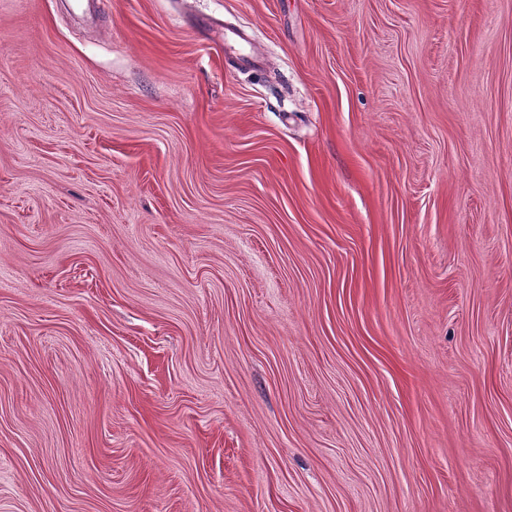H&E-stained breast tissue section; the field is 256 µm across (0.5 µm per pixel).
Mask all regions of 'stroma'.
<instances>
[{
    "instance_id": "1",
    "label": "stroma",
    "mask_w": 512,
    "mask_h": 512,
    "mask_svg": "<svg viewBox=\"0 0 512 512\" xmlns=\"http://www.w3.org/2000/svg\"><path fill=\"white\" fill-rule=\"evenodd\" d=\"M0 512H512V0H0Z\"/></svg>"
}]
</instances>
